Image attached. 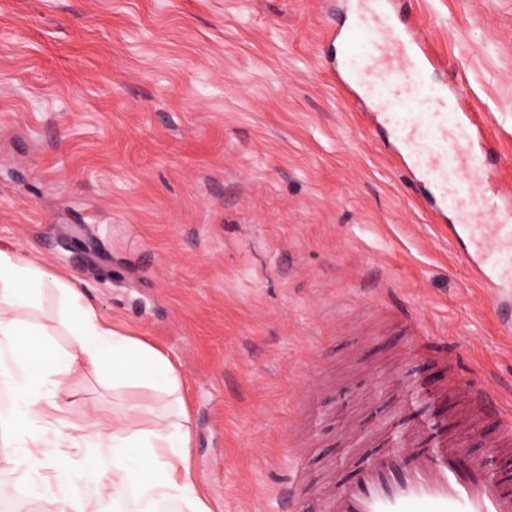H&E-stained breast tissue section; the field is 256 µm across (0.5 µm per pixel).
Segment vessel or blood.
<instances>
[{"mask_svg":"<svg viewBox=\"0 0 512 512\" xmlns=\"http://www.w3.org/2000/svg\"><path fill=\"white\" fill-rule=\"evenodd\" d=\"M350 24L333 31L336 57L355 63L333 80L372 101L373 126L401 140V163L431 190L440 232L454 242L472 279L496 299L512 293V191L493 178L495 153L464 91L432 84L437 68L420 27L397 17L393 0H354ZM418 359L442 364L447 380L413 384L409 401L445 399L472 421H499L485 388L461 382L445 346L411 337ZM352 476L317 491L321 512H512V482L471 459L456 432L434 437L411 419L396 446L355 451Z\"/></svg>","mask_w":512,"mask_h":512,"instance_id":"obj_1","label":"vessel or blood"}]
</instances>
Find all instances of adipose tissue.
<instances>
[{
  "instance_id": "1",
  "label": "adipose tissue",
  "mask_w": 512,
  "mask_h": 512,
  "mask_svg": "<svg viewBox=\"0 0 512 512\" xmlns=\"http://www.w3.org/2000/svg\"><path fill=\"white\" fill-rule=\"evenodd\" d=\"M48 309L49 324L34 319ZM65 336L67 347L54 339ZM89 371L113 390L146 387L171 397L180 391L172 362L102 317L84 291L22 254L0 249V464L60 472L53 484L33 483L31 494L68 505L71 512H158L176 499L187 512H209L198 496L188 462L191 430L185 412L163 413L134 403L95 418L93 431L58 432L81 454L39 457L28 441L32 423L62 412L69 376ZM111 484L109 505L96 494Z\"/></svg>"
}]
</instances>
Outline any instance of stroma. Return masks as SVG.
Returning a JSON list of instances; mask_svg holds the SVG:
<instances>
[{"mask_svg": "<svg viewBox=\"0 0 512 512\" xmlns=\"http://www.w3.org/2000/svg\"><path fill=\"white\" fill-rule=\"evenodd\" d=\"M512 185V0H401ZM343 0H0V249L82 288L177 368L210 512H318L291 493L386 446L409 328L512 419V336L386 159L321 45ZM53 434L151 391L69 381ZM22 471L0 469V512Z\"/></svg>", "mask_w": 512, "mask_h": 512, "instance_id": "1", "label": "stroma"}]
</instances>
